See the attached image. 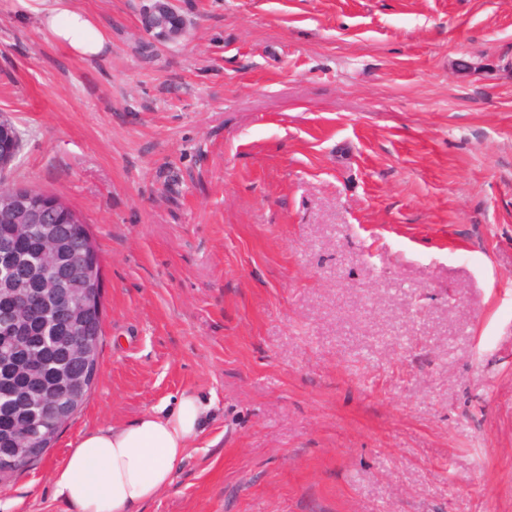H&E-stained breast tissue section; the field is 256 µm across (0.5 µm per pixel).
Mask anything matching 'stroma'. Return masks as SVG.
I'll use <instances>...</instances> for the list:
<instances>
[{
  "mask_svg": "<svg viewBox=\"0 0 512 512\" xmlns=\"http://www.w3.org/2000/svg\"><path fill=\"white\" fill-rule=\"evenodd\" d=\"M86 60L0 0V184L103 274L91 394L11 512H69L90 428L213 415L141 512H512V0H76ZM174 0H151V5L145 7L140 16L144 30L152 34L160 43L175 41L186 32V21L174 8ZM174 17L178 23L175 27L167 25V19ZM16 193L24 195V204L27 209L41 210L45 206V200L48 198L46 193L32 187H12L7 189L0 188V199L3 201L12 197Z\"/></svg>",
  "mask_w": 512,
  "mask_h": 512,
  "instance_id": "35a3bbf8",
  "label": "stroma"
}]
</instances>
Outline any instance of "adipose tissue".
Wrapping results in <instances>:
<instances>
[{"label":"adipose tissue","instance_id":"1","mask_svg":"<svg viewBox=\"0 0 512 512\" xmlns=\"http://www.w3.org/2000/svg\"><path fill=\"white\" fill-rule=\"evenodd\" d=\"M43 32L86 59L100 57L108 36L94 15L71 0L36 8ZM213 403L186 392L176 405L145 413L121 426L87 430L51 472L70 512H138L162 488L188 448L199 439Z\"/></svg>","mask_w":512,"mask_h":512}]
</instances>
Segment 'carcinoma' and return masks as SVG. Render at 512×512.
Wrapping results in <instances>:
<instances>
[{"label":"carcinoma","mask_w":512,"mask_h":512,"mask_svg":"<svg viewBox=\"0 0 512 512\" xmlns=\"http://www.w3.org/2000/svg\"><path fill=\"white\" fill-rule=\"evenodd\" d=\"M24 195L40 210L48 195L32 187L0 188V199ZM0 274L19 279L0 287V478L36 464L84 406L103 342V279L98 251L78 216L21 224L0 209ZM40 299L38 313L16 298Z\"/></svg>","instance_id":"carcinoma-1"}]
</instances>
